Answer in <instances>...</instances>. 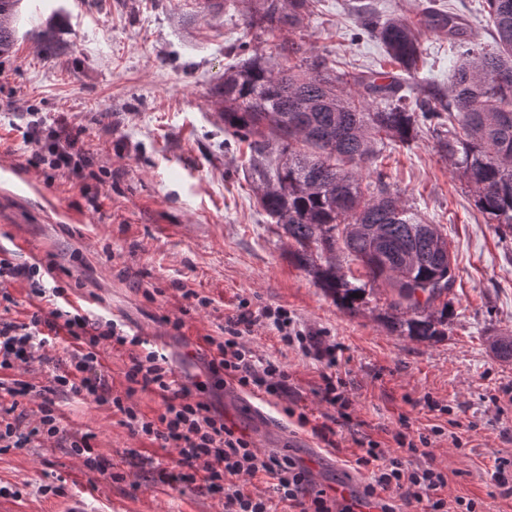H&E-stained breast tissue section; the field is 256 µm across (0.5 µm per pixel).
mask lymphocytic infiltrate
Instances as JSON below:
<instances>
[{
  "mask_svg": "<svg viewBox=\"0 0 512 512\" xmlns=\"http://www.w3.org/2000/svg\"><path fill=\"white\" fill-rule=\"evenodd\" d=\"M23 138L31 144L29 165L82 180L94 176L95 159L80 143L79 133L64 126H49L46 117L28 115ZM55 266L34 261L20 265L10 253L0 249V372L27 370L31 364L50 368L49 385L35 387L24 380H13L6 393L10 405L0 404V447L24 448L35 441L58 438L61 429L55 415L56 396L82 397L107 405L122 416L121 423L132 433L162 442L178 450L177 472L160 470L162 481L193 483L201 481L210 491L223 494L224 512H278L286 504L288 512H352L325 490L319 489L311 471L292 457L255 448L245 434L229 427L222 414L210 403L199 400L188 386L179 382L167 356L147 339L125 332L112 318L90 315L66 299L67 286L55 283ZM23 281L33 297L45 300L46 309L26 319L12 318L16 301L7 286ZM277 332L286 346H298L307 356L323 363L317 394L338 414L352 405L346 384L335 373L336 345L320 331L297 325L282 307H250L241 304L235 316L224 321V339L206 337L209 352L207 368L221 384L249 393L283 399L290 395V375L281 362L258 357L246 337L257 324ZM77 341L69 363L52 365L47 354L60 333ZM125 350L129 364L125 372L127 388L116 395L101 361V352ZM156 393L164 411L149 419L129 404L137 391ZM38 392L42 399L35 426L23 428L17 415L20 398ZM357 468L369 472L362 497L373 502L378 512H404L418 507L422 512H476L472 500L448 503L441 492L448 475L433 466L409 469L400 458L380 448L377 441L367 443L365 453L355 460ZM261 478L267 494L248 490L247 484Z\"/></svg>",
  "mask_w": 512,
  "mask_h": 512,
  "instance_id": "1",
  "label": "lymphocytic infiltrate"
}]
</instances>
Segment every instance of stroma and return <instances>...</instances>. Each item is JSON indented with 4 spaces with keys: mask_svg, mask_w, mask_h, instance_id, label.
I'll use <instances>...</instances> for the list:
<instances>
[{
    "mask_svg": "<svg viewBox=\"0 0 512 512\" xmlns=\"http://www.w3.org/2000/svg\"><path fill=\"white\" fill-rule=\"evenodd\" d=\"M359 3L407 19L429 4L464 19L469 46L492 42L484 0H310L293 39L308 58L337 71L396 75L419 97L447 89L459 45L422 30L418 70L400 73L381 44L363 35ZM252 7L253 0H229L223 12L208 13L198 0H22L16 45L0 56V168L14 173L0 183V248L19 264L53 262L74 305L105 310L156 344L189 385L208 376L205 337L222 336L225 317L241 301L288 309L336 342V371L353 399L350 421L327 416L316 396L321 364L260 327L254 346L287 366L292 395L311 423L299 426L273 398L265 399L267 416L258 421L241 407L243 392L228 399L224 388L208 385L204 397L227 424L250 437L266 424L260 449L295 458L324 489L347 481L355 492L369 477L355 466L357 438L389 446L401 425L414 435L438 426L441 435L403 454L405 464L444 468L448 497L476 500L480 512H512V482L492 478L501 460H512V361L489 348L490 334L512 332V237L487 223L420 127L411 142L382 146L373 166L391 193L448 235L456 260L448 333L423 342L392 333L381 289L357 314L340 310L295 263L293 242L258 206L250 151L226 141L211 96L243 51L276 53L275 39L246 31ZM43 26L53 29L59 58L42 51ZM31 110L59 126L84 127L83 146L109 171L107 184L50 181L29 166L31 146L18 127ZM96 194L97 212L88 203ZM187 290L208 297L210 306L182 314ZM167 316L182 317V328L164 324ZM56 413L60 441L0 450V485L12 490L0 497V512H224L202 484H168L150 469L137 478L130 453L164 464L175 452L132 435L110 407L61 397ZM322 422L334 430L335 448L312 433L311 424ZM85 433L106 473L72 455V437Z\"/></svg>",
    "mask_w": 512,
    "mask_h": 512,
    "instance_id": "1",
    "label": "stroma"
}]
</instances>
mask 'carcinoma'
<instances>
[{"label": "carcinoma", "mask_w": 512, "mask_h": 512, "mask_svg": "<svg viewBox=\"0 0 512 512\" xmlns=\"http://www.w3.org/2000/svg\"><path fill=\"white\" fill-rule=\"evenodd\" d=\"M495 32L490 48H468L448 92L410 101L394 77L373 72H332L323 60L285 68L253 53L224 70L214 87L224 131L250 142L249 177L266 214L296 244L293 257L336 304L353 315L367 288L381 283L393 298L385 319L391 331L417 341L444 334L448 307H435L456 281L448 235L377 184L362 185L363 170L385 141L405 142L439 112L457 120L434 130L437 153L467 184L476 207L505 235L512 234V0H485ZM21 0H0V55L16 39ZM308 0H256L245 27L275 34L300 28ZM454 13L426 11L417 23L390 15L368 18L365 33L407 73L418 68V28L448 39L463 35ZM277 54L288 61L302 45L283 39ZM346 251L364 269L348 278L336 265ZM358 297H353V294ZM497 357L512 360V336L491 342Z\"/></svg>", "instance_id": "obj_1"}]
</instances>
